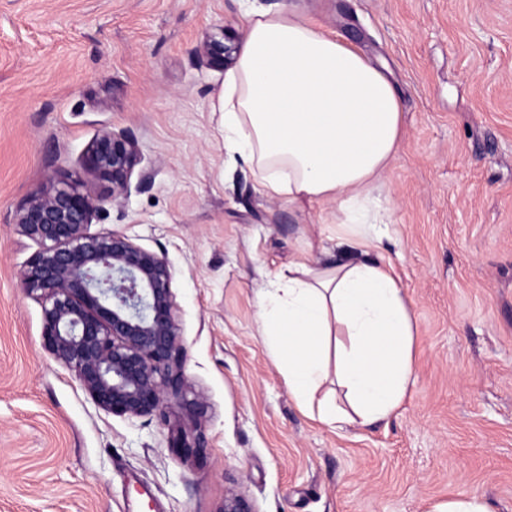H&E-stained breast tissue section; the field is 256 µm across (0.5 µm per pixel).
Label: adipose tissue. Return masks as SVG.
<instances>
[{"label": "adipose tissue", "instance_id": "adipose-tissue-1", "mask_svg": "<svg viewBox=\"0 0 512 512\" xmlns=\"http://www.w3.org/2000/svg\"><path fill=\"white\" fill-rule=\"evenodd\" d=\"M224 146L262 192L298 206L332 201L351 249L381 245L388 214L370 186L395 157L401 103L394 85L336 33L291 12H249L236 67L212 104ZM262 333L297 406L340 429L402 405L413 322L391 265L348 259L278 273L262 290ZM335 378L347 402L319 398Z\"/></svg>", "mask_w": 512, "mask_h": 512}]
</instances>
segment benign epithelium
Listing matches in <instances>:
<instances>
[{
	"mask_svg": "<svg viewBox=\"0 0 512 512\" xmlns=\"http://www.w3.org/2000/svg\"><path fill=\"white\" fill-rule=\"evenodd\" d=\"M237 48L218 41L204 45L210 64L237 62ZM138 147L127 133L105 131L89 145L82 168L112 185V201L124 197ZM98 200L78 181L32 196L15 215L20 233L39 250L18 275V285L42 303V344L72 371L94 405L114 416L166 417L173 403L204 413L203 402L187 400L185 350L173 273L166 256L118 232L91 234ZM181 430L169 447L187 458L204 447ZM220 512H256L231 489Z\"/></svg>",
	"mask_w": 512,
	"mask_h": 512,
	"instance_id": "benign-epithelium-1",
	"label": "benign epithelium"
}]
</instances>
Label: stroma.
<instances>
[{
    "label": "stroma",
    "mask_w": 512,
    "mask_h": 512,
    "mask_svg": "<svg viewBox=\"0 0 512 512\" xmlns=\"http://www.w3.org/2000/svg\"><path fill=\"white\" fill-rule=\"evenodd\" d=\"M292 10L383 65L402 140L373 194L390 203L392 264L412 312L413 373L389 420L332 428L304 415L260 334L277 272L341 258L335 203L288 208L230 159L211 110L224 74L203 45L242 44V0H0V512H432L477 492L512 512V0H251ZM139 161L127 195L81 166L103 131ZM81 180L89 232L165 254L184 372L206 401L198 455L177 457L188 411L98 409L42 346V305L17 286L38 245L17 210Z\"/></svg>",
    "instance_id": "1"
}]
</instances>
